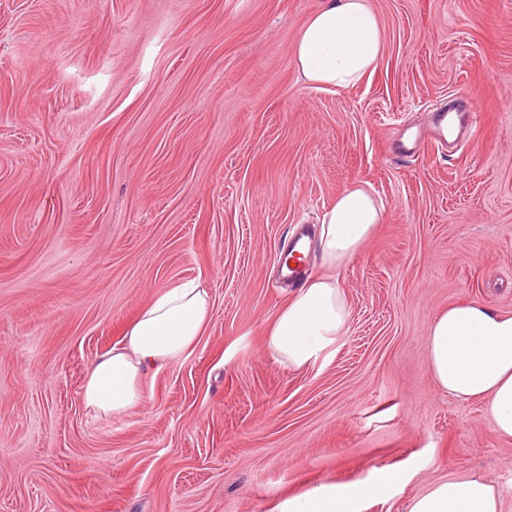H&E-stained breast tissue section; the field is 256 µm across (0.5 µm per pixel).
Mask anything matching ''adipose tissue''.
Returning a JSON list of instances; mask_svg holds the SVG:
<instances>
[{
    "label": "adipose tissue",
    "mask_w": 512,
    "mask_h": 512,
    "mask_svg": "<svg viewBox=\"0 0 512 512\" xmlns=\"http://www.w3.org/2000/svg\"><path fill=\"white\" fill-rule=\"evenodd\" d=\"M384 49V28L371 0H323L301 26L292 54L304 84L336 91L373 73ZM384 220L382 201L366 187L354 184L337 195L321 217L319 250L327 272L309 279L280 309L266 337L272 356L301 367L335 346L348 309L332 271L357 254ZM210 311L202 282L159 291L123 341L91 364L83 386L86 407L104 416L136 407L143 399L142 377L179 362L198 343ZM427 359L440 392L485 402L495 433L512 438V314L480 303L449 305L429 328ZM399 480L380 470L367 484L319 486L285 501L280 512H361L364 500L387 495ZM408 512H501V494L483 477H453L413 498Z\"/></svg>",
    "instance_id": "obj_1"
}]
</instances>
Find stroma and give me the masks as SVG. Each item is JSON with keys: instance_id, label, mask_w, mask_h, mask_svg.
<instances>
[{"instance_id": "1", "label": "stroma", "mask_w": 512, "mask_h": 512, "mask_svg": "<svg viewBox=\"0 0 512 512\" xmlns=\"http://www.w3.org/2000/svg\"><path fill=\"white\" fill-rule=\"evenodd\" d=\"M321 3L0 0V512H276L381 469L406 479L364 512L468 474L512 512V439L426 351L448 305L512 314V0H373L384 54L338 92L291 55ZM463 98L451 149L430 129ZM354 183L386 218L336 272L347 330L288 366L280 263ZM194 278L193 351L126 414L87 410L88 366Z\"/></svg>"}]
</instances>
